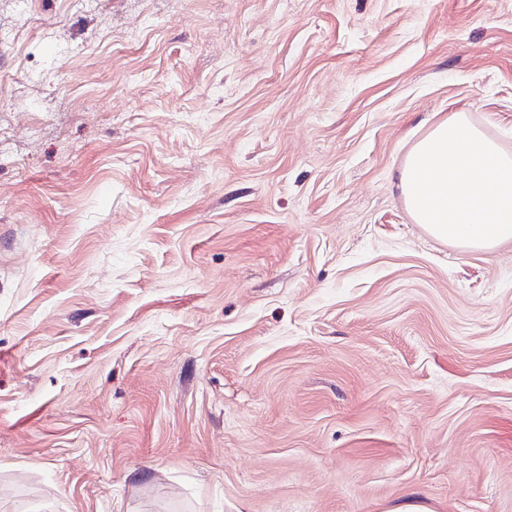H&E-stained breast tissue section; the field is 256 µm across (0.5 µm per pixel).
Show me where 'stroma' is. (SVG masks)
I'll list each match as a JSON object with an SVG mask.
<instances>
[{"mask_svg":"<svg viewBox=\"0 0 512 512\" xmlns=\"http://www.w3.org/2000/svg\"><path fill=\"white\" fill-rule=\"evenodd\" d=\"M0 0V512H512V0Z\"/></svg>","mask_w":512,"mask_h":512,"instance_id":"obj_1","label":"stroma"}]
</instances>
